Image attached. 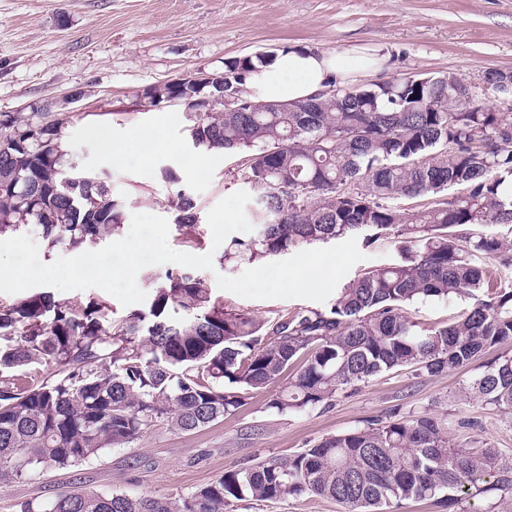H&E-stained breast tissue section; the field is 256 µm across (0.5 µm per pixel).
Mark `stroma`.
Instances as JSON below:
<instances>
[{
    "mask_svg": "<svg viewBox=\"0 0 512 512\" xmlns=\"http://www.w3.org/2000/svg\"><path fill=\"white\" fill-rule=\"evenodd\" d=\"M298 46L325 53L356 49L378 59L371 81L448 72L473 80L489 69L512 70V0H0V113L50 107L63 118L65 162L108 180L123 217L173 219L178 191L198 205L194 244L177 228V251L212 253L202 276L225 307L272 319L325 310L349 278L394 262L392 243L347 235L287 255L225 260L206 216L243 190L237 157L193 148L184 105L153 106L147 88L199 73L220 76L226 59ZM112 135L113 154L97 138ZM163 135L144 159L137 139ZM469 366L417 378L404 372L337 395L323 410L280 416L254 395L235 414L191 432L155 428L129 448L62 471H38L0 482V512L31 498L50 499L73 486L106 493L161 495L211 482L224 470L285 457L331 434L386 417L401 406L435 407L478 421L450 428L457 444L477 436L512 456V412L468 406L457 393Z\"/></svg>",
    "mask_w": 512,
    "mask_h": 512,
    "instance_id": "stroma-1",
    "label": "stroma"
}]
</instances>
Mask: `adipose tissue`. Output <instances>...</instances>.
Masks as SVG:
<instances>
[{
	"mask_svg": "<svg viewBox=\"0 0 512 512\" xmlns=\"http://www.w3.org/2000/svg\"><path fill=\"white\" fill-rule=\"evenodd\" d=\"M354 50L325 54L308 48L278 51L251 75L247 88L269 103L299 102L333 82H353L365 76L367 65L354 64Z\"/></svg>",
	"mask_w": 512,
	"mask_h": 512,
	"instance_id": "ef3b65f1",
	"label": "adipose tissue"
}]
</instances>
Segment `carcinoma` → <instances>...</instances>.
<instances>
[{
  "instance_id": "carcinoma-1",
  "label": "carcinoma",
  "mask_w": 512,
  "mask_h": 512,
  "mask_svg": "<svg viewBox=\"0 0 512 512\" xmlns=\"http://www.w3.org/2000/svg\"><path fill=\"white\" fill-rule=\"evenodd\" d=\"M268 54L229 59L224 76L246 85ZM486 89L454 72L358 88L336 86L313 112L189 113L194 148L239 155V178L257 188L263 230L234 240L226 258L286 255L348 234L399 243V259L344 283L324 311L258 320L224 308L195 270L157 278L149 306L114 320L31 294L0 305V481L67 470L107 448H128L165 426L190 432L245 406L289 368H301L267 408L286 416L322 409L337 394L385 374L434 376L493 352L462 389L466 403L512 411V114L488 104L512 93V70L490 69ZM458 100L459 112L439 104ZM62 119L45 109L0 113V237L34 223L51 245L90 249L122 225L99 178L61 163ZM181 227L196 203L180 191ZM466 302L425 325L406 307ZM476 420L409 407L328 435L286 458L224 471L167 495L63 490L19 512H237L305 494L345 512H393L440 498L448 512H512V457L473 438L454 445L452 424Z\"/></svg>"
}]
</instances>
